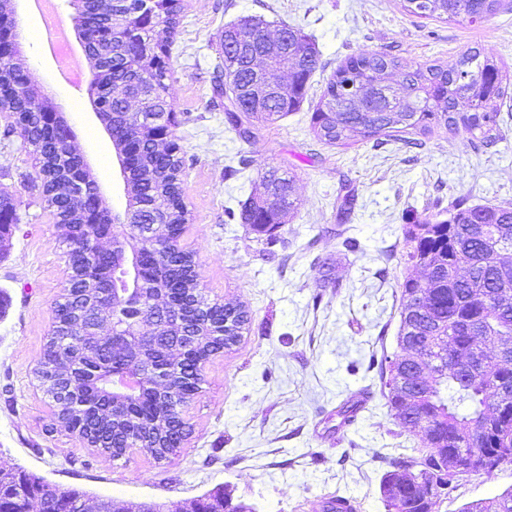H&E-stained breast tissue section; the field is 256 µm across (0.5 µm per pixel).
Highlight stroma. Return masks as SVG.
<instances>
[{
    "label": "stroma",
    "instance_id": "obj_1",
    "mask_svg": "<svg viewBox=\"0 0 512 512\" xmlns=\"http://www.w3.org/2000/svg\"><path fill=\"white\" fill-rule=\"evenodd\" d=\"M29 37L18 47L33 84L67 117L112 212L126 208L111 133L96 115L90 85L60 80L36 32L27 0H12ZM171 39L167 96L186 157L183 198L190 224L181 246L193 253L204 292L234 302L250 323L240 341L204 365L188 405L190 434L157 461L140 451L115 459L59 429L35 375L63 292L67 248L30 184L34 159L20 136L0 138V192L16 205L0 248V468L20 466L90 501L189 506L221 488L256 512H325L335 492L360 512H384L379 485L392 460L420 447L388 413L376 366L397 349L404 227L464 198L512 208V97L494 143L438 132L414 146L393 138L347 146L320 142L311 115L326 80L350 55L390 54L404 66H449L470 48L512 68V0L480 23L410 15L403 0H180ZM259 16L311 35L321 54L300 111L241 139L224 122L215 93L225 24ZM272 167L295 176L296 210L269 244L226 213L260 191ZM355 208L336 219L342 196ZM352 237L360 249L347 251ZM512 489V468L461 482L436 512Z\"/></svg>",
    "mask_w": 512,
    "mask_h": 512
}]
</instances>
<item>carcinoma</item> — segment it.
Instances as JSON below:
<instances>
[{"mask_svg": "<svg viewBox=\"0 0 512 512\" xmlns=\"http://www.w3.org/2000/svg\"><path fill=\"white\" fill-rule=\"evenodd\" d=\"M79 35L91 51L92 69L103 71L106 94L137 81V70L128 66L124 51L133 45L109 43L113 20L139 27L131 17L132 0H77ZM501 8V0H404V9L421 17H436L470 24ZM264 20L243 16L224 26L220 40L233 33L242 36L236 50L237 64L224 58V79L238 91L227 100L224 112L240 136L296 112L305 101L310 80L320 68V52L313 39L299 29H288V64L276 58L259 62L275 84H285L284 95L257 99L253 93L252 63L265 50L266 36L259 29ZM399 75V91L390 101L372 99L370 89ZM160 87L150 99L149 111H173L164 98V72L149 73ZM21 69L12 59L0 58V93L11 96L14 111L25 115L23 137L36 148L39 170L32 181L42 186L45 207L61 229L75 274L70 288L56 303L54 336L38 361L35 374L55 408L58 425L77 431L89 443L114 458L124 456L131 443L162 460L175 453L190 432L185 407L204 381L203 367L213 355L235 344L249 320L228 319L225 307L210 301L197 287L193 254L180 247L189 223L180 175L183 157L159 146L147 135L125 137L127 118L119 101L102 112L112 130L118 157L122 158L128 197L167 219L170 237L149 245L162 267L143 265L141 274L151 283L172 289L187 300L183 313L168 322L167 332L178 336L187 359L171 371L168 391L147 389L131 393L113 385L108 367L112 347L108 336H85L83 326L107 299L105 286L112 279V261L81 255V238L90 215L100 208L96 189L88 188L84 202L76 203L64 190L66 174L82 162L62 156L57 130L41 122L42 95L35 88H21ZM512 80L497 61L469 49L451 66L423 65L403 68L384 53L360 51L349 56L327 80L312 113L317 139L328 145H346L360 136L415 135L427 137L435 129L460 131L487 145L498 129L501 102ZM263 186L279 193L271 202L265 196L249 197L239 212L229 217L249 225L272 244L284 218L297 208L294 176L271 168L262 175ZM448 218L438 211L427 220L406 225L404 263L414 271L399 283L402 307L400 324L409 321L407 310L417 306L419 330L397 336L398 351L377 361L387 408L405 430L424 432L426 445L400 464L431 466L435 456L456 458L475 473L493 474L501 450L512 448V210L485 204L469 206L456 198L448 203ZM227 334L220 335L221 324ZM67 359L72 371L52 375L57 360ZM412 380V406L404 405L400 380ZM40 512H85L87 498L76 489H64L24 469L0 470V512H26L30 502ZM399 512H421L408 487L398 491ZM512 512V490L467 506L464 512Z\"/></svg>", "mask_w": 512, "mask_h": 512, "instance_id": "obj_1", "label": "carcinoma"}]
</instances>
